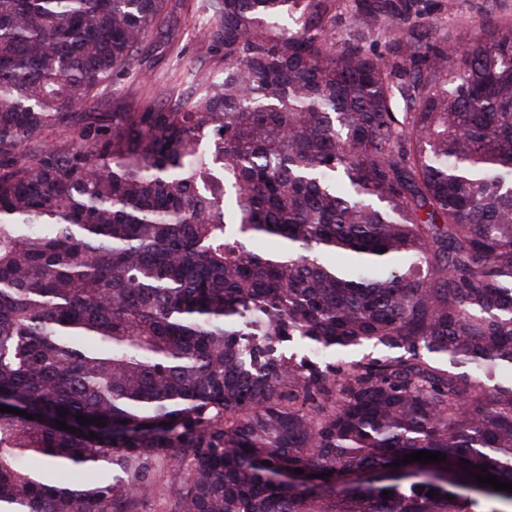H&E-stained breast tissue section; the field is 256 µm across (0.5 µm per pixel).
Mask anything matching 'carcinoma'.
Returning a JSON list of instances; mask_svg holds the SVG:
<instances>
[{"mask_svg":"<svg viewBox=\"0 0 512 512\" xmlns=\"http://www.w3.org/2000/svg\"><path fill=\"white\" fill-rule=\"evenodd\" d=\"M336 2L0 0V512H512V24ZM195 3L194 0L177 2L182 30L179 41V48H182L180 59L175 58L172 47L165 43V39L159 33L150 35L143 49L147 55V63L142 67L143 73L112 86L126 100L140 103L154 97L160 88H170L178 84L184 70L204 72L214 66L213 61L206 55L201 42L195 36Z\"/></svg>","mask_w":512,"mask_h":512,"instance_id":"1","label":"carcinoma"}]
</instances>
